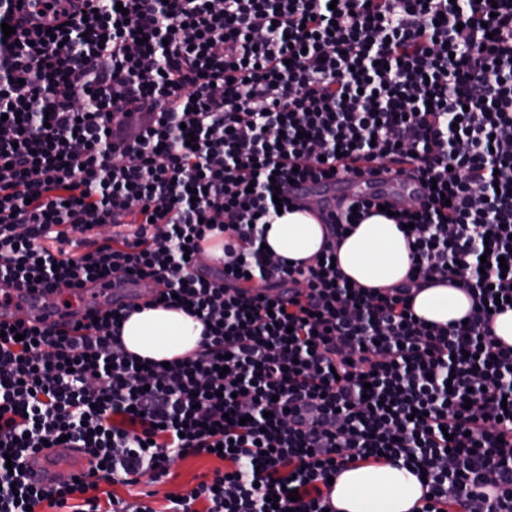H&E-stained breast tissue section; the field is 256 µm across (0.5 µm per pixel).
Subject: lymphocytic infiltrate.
<instances>
[{
  "mask_svg": "<svg viewBox=\"0 0 512 512\" xmlns=\"http://www.w3.org/2000/svg\"><path fill=\"white\" fill-rule=\"evenodd\" d=\"M28 2L0 0V306L149 296L69 329L0 321V512H327L331 477L379 459L416 470L419 512H512V346L492 340L512 298V0ZM379 171L421 189L319 208V259L262 249L304 184ZM382 208L412 270L349 283L330 260ZM105 224L134 230L94 238ZM432 275L470 296L466 322L413 320ZM147 305L200 320L195 352L128 353ZM61 445L87 471L29 484L26 459ZM201 454L223 468L162 510L100 490Z\"/></svg>",
  "mask_w": 512,
  "mask_h": 512,
  "instance_id": "f902f5d3",
  "label": "lymphocytic infiltrate"
}]
</instances>
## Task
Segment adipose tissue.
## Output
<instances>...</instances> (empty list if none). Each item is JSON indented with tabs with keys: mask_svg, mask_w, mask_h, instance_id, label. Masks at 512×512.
<instances>
[{
	"mask_svg": "<svg viewBox=\"0 0 512 512\" xmlns=\"http://www.w3.org/2000/svg\"><path fill=\"white\" fill-rule=\"evenodd\" d=\"M264 241L270 254L309 259L322 248L323 226L312 211L288 212L268 225ZM337 263L364 287L394 285L406 279L410 268L407 241L394 221L375 215L344 239ZM471 306L465 291L448 285L423 289L414 300L418 317L440 324L463 318ZM202 331L201 321L184 311L158 307L132 314L121 338L128 352L162 362L193 353ZM423 494L421 481L405 466L356 463L339 474L331 497L337 512H414Z\"/></svg>",
	"mask_w": 512,
	"mask_h": 512,
	"instance_id": "adipose-tissue-1",
	"label": "adipose tissue"
}]
</instances>
